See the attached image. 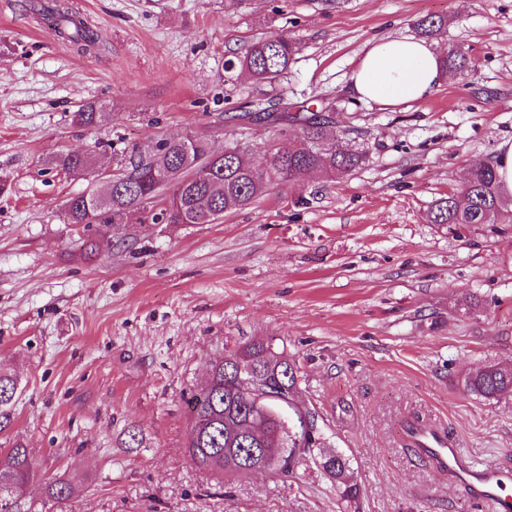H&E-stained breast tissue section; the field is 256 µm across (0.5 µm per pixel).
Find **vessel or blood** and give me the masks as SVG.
<instances>
[{
	"instance_id": "obj_1",
	"label": "vessel or blood",
	"mask_w": 512,
	"mask_h": 512,
	"mask_svg": "<svg viewBox=\"0 0 512 512\" xmlns=\"http://www.w3.org/2000/svg\"><path fill=\"white\" fill-rule=\"evenodd\" d=\"M405 436L420 454L468 487L477 501L494 503L498 512H512V497L504 493L506 476L501 470L465 460L445 431L411 425Z\"/></svg>"
}]
</instances>
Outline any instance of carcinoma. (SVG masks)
<instances>
[{
  "instance_id": "1",
  "label": "carcinoma",
  "mask_w": 512,
  "mask_h": 512,
  "mask_svg": "<svg viewBox=\"0 0 512 512\" xmlns=\"http://www.w3.org/2000/svg\"><path fill=\"white\" fill-rule=\"evenodd\" d=\"M53 30L75 45L98 43L97 34L64 3L42 8ZM440 16L417 21L422 37L432 39L446 29ZM296 42L278 31L253 39L246 51L224 62L229 73L238 70L259 83H273L288 71L298 53ZM468 53L448 49L441 57L445 70L470 68ZM102 113L89 103L74 113L73 120L85 127L96 125ZM265 120L279 127L280 141L270 162L258 168L248 149L235 139L224 147L201 137L177 142L162 139L147 157L117 163L112 184L103 189L112 194V207L100 208L95 190L69 198L65 222L81 224L91 231L84 241L91 255L112 247L114 226L128 219L142 220L145 205L152 204L148 219L154 224H212L224 213L253 204L270 189L302 176L323 171L342 177L365 164L367 151L333 135L336 120L305 109L288 111V104L275 112H242L231 120L244 130ZM54 167L86 178L95 172L90 151H68L52 159ZM434 224H512V210L505 207L494 165L473 168L463 190V199L443 197L430 209ZM250 367L261 381L260 392L251 394L238 377L237 364ZM300 371L294 359L273 340L246 342L211 364L205 385L192 392L191 417L185 447L190 461L220 474L270 476L294 473L310 464L332 482L340 512L357 506L361 484L349 460L341 453L324 451L325 438L311 409L286 406L299 391ZM465 390L485 400L512 397V368L489 363L468 374ZM18 381L0 373V430L10 424ZM37 476L28 449L16 444L0 453V508L20 512L23 488ZM71 485L56 480L46 486V496L55 503L70 498Z\"/></svg>"
}]
</instances>
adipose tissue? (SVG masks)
<instances>
[{"instance_id":"adipose-tissue-1","label":"adipose tissue","mask_w":512,"mask_h":512,"mask_svg":"<svg viewBox=\"0 0 512 512\" xmlns=\"http://www.w3.org/2000/svg\"><path fill=\"white\" fill-rule=\"evenodd\" d=\"M444 78L437 49L412 37L370 43L351 75L360 99L385 106L422 101Z\"/></svg>"}]
</instances>
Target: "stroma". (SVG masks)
<instances>
[{
    "label": "stroma",
    "instance_id": "35a3bbf8",
    "mask_svg": "<svg viewBox=\"0 0 512 512\" xmlns=\"http://www.w3.org/2000/svg\"><path fill=\"white\" fill-rule=\"evenodd\" d=\"M47 0H0V370L19 383L0 448L22 442L36 512H338L316 466L227 478L184 448L187 400L212 360L275 337L301 399L363 487L359 512H495L420 459L406 421L447 427L469 461L512 469V399L463 377L512 365V224H433V202L512 138V0H68L97 33L83 51L48 26ZM443 16V47L472 66L423 102L357 98L373 39ZM270 30L300 51L271 84L228 74L229 53ZM333 107L368 151L341 179L317 172L212 224L118 226L84 256L67 200L93 180L54 169L62 151L99 165L158 140L223 146L229 115L278 100ZM104 119L73 120L86 103ZM138 429L140 447L127 444ZM70 480L64 503L43 486Z\"/></svg>",
    "mask_w": 512,
    "mask_h": 512
}]
</instances>
